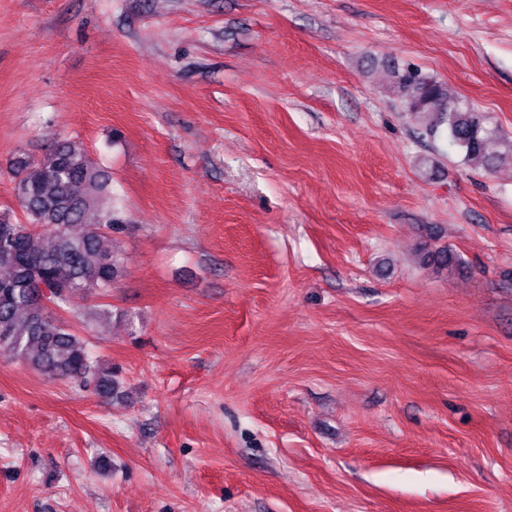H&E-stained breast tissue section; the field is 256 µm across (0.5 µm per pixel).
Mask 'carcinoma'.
Listing matches in <instances>:
<instances>
[{"mask_svg":"<svg viewBox=\"0 0 512 512\" xmlns=\"http://www.w3.org/2000/svg\"><path fill=\"white\" fill-rule=\"evenodd\" d=\"M388 91L426 133L447 132L449 143L474 166L492 168L488 152L501 135L487 115L448 93L446 86L409 64L391 71ZM14 195L25 216L0 212V355L20 359L43 374L91 385L113 399L120 382L90 355L87 340L57 314L79 292H108L123 269L120 253L105 245L124 223L112 198V178L83 145L63 140L42 159L8 162ZM80 225L76 233L73 227ZM440 269L455 258L448 247H424Z\"/></svg>","mask_w":512,"mask_h":512,"instance_id":"obj_1","label":"carcinoma"}]
</instances>
